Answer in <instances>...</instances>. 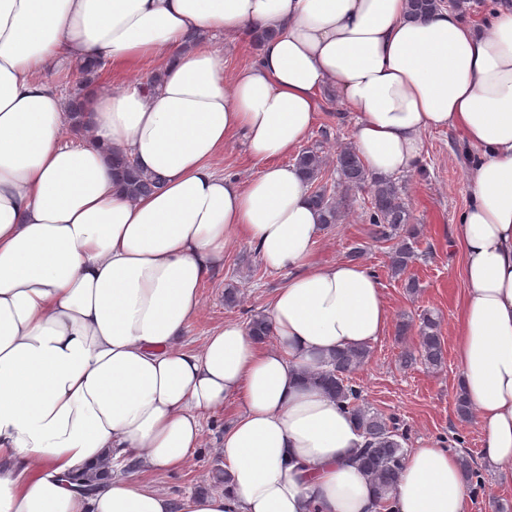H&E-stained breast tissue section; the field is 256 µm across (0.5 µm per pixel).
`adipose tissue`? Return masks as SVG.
I'll return each instance as SVG.
<instances>
[{
  "instance_id": "ef3b65f1",
  "label": "adipose tissue",
  "mask_w": 512,
  "mask_h": 512,
  "mask_svg": "<svg viewBox=\"0 0 512 512\" xmlns=\"http://www.w3.org/2000/svg\"><path fill=\"white\" fill-rule=\"evenodd\" d=\"M267 29L225 76L213 38ZM86 58L150 60L159 79L87 88L75 145L44 74ZM328 85L370 173L414 172L428 130H457L474 158L455 354L482 464L512 468V0L485 25L451 6L414 21L408 0H0V512H464L457 457L435 445L407 451L379 499L355 423L302 380L390 321L367 267L318 259L322 216L284 162ZM239 136L261 165L244 182L215 166ZM115 149L160 189L122 192ZM243 238L288 275L275 345L229 321L186 348L203 283ZM231 398L227 489L176 501L141 484L180 469ZM120 458L135 473L98 478Z\"/></svg>"
}]
</instances>
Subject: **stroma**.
Masks as SVG:
<instances>
[{
  "label": "stroma",
  "instance_id": "1",
  "mask_svg": "<svg viewBox=\"0 0 512 512\" xmlns=\"http://www.w3.org/2000/svg\"><path fill=\"white\" fill-rule=\"evenodd\" d=\"M356 113L336 99L334 90L320 93L317 121L304 145L335 159L336 151L349 144ZM423 154L415 173L398 176L397 182L414 223L423 227L416 244L417 258L408 274L420 283L417 293H409L403 280L389 271L390 243L372 238L365 211L369 196L350 192V205L340 224L324 231L318 243L320 260L348 259L353 247L364 251L362 265L378 278L391 312L383 336L370 345V357L359 372L366 405L395 417L406 430V448L440 445L456 455L481 459V431L475 420L458 417L454 396L459 368L455 356V330L464 284L459 275L461 253L453 239V226L471 200L466 173L472 163L458 134L451 129L424 132ZM287 279L286 273L267 269L247 241L233 244L224 255V267L202 288V307L185 334L187 345L199 347L205 336L227 321L247 324L251 315L268 313L272 294ZM239 286L244 298L234 308L224 304V287ZM430 310L440 319L445 350L443 367L424 363L400 365L401 347L395 340L398 323ZM239 406L227 403L223 413L204 422L202 448L193 451L185 465L165 475L141 472L143 483L175 498L213 491V475L224 460L218 445L225 427L233 421Z\"/></svg>",
  "mask_w": 512,
  "mask_h": 512
}]
</instances>
